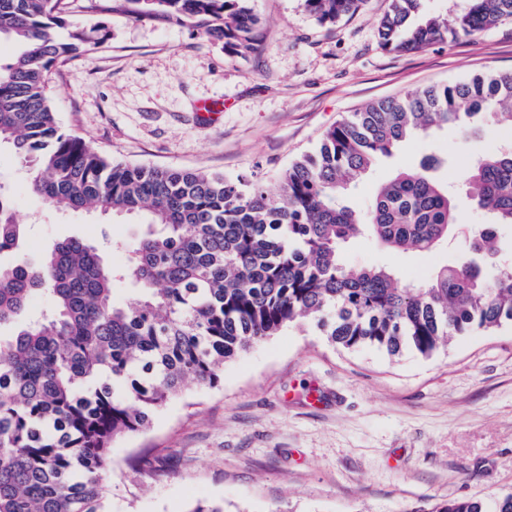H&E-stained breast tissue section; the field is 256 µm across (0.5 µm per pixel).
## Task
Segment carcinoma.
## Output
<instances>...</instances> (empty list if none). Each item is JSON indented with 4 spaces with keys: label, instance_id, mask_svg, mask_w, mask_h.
<instances>
[{
    "label": "carcinoma",
    "instance_id": "1",
    "mask_svg": "<svg viewBox=\"0 0 512 512\" xmlns=\"http://www.w3.org/2000/svg\"><path fill=\"white\" fill-rule=\"evenodd\" d=\"M137 18L192 22L230 54L254 49L253 0H124ZM361 0H305L322 24ZM379 27L394 52L475 35L512 17V0H468L452 18L418 19L422 0H391ZM0 145L31 172L30 191L60 213L142 214L144 230L113 264L93 242L58 239L32 261L29 225L0 185V512H105L114 442L147 428L188 383L216 386L227 359L305 319L349 351L429 357L451 339L512 322V271L489 280L480 260L512 224V148L477 156L465 185L489 224L470 229L476 258L430 280L399 284L384 265L348 266L342 251L368 233L394 251H432L456 224V199L427 158L378 190L367 220L351 184L406 138L450 124L476 131L512 120V72L384 99L329 129L314 156L292 163L270 193L245 177L115 162L59 125L47 95L55 63L92 42L63 0H0ZM128 282L134 295L113 298ZM49 298L30 315L29 293ZM439 512H512V493L454 498Z\"/></svg>",
    "mask_w": 512,
    "mask_h": 512
}]
</instances>
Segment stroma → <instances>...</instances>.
I'll return each instance as SVG.
<instances>
[{
    "label": "stroma",
    "instance_id": "35a3bbf8",
    "mask_svg": "<svg viewBox=\"0 0 512 512\" xmlns=\"http://www.w3.org/2000/svg\"><path fill=\"white\" fill-rule=\"evenodd\" d=\"M391 0H364L333 25L304 0H254L255 49L230 55L188 23L145 20L91 0H66L70 18L105 38L55 66L48 95L62 128L133 165L245 176L270 191L278 175L314 153L323 133L366 104L418 87L512 70V19L479 35L413 52L378 37ZM512 141V122L480 139L455 127L410 138L379 158L347 202L367 215L379 187L422 157L433 176L462 187L478 150ZM28 169L0 150V184L31 226L28 250L60 237L130 240L139 219L61 215L30 194ZM460 204L447 245L430 253L386 249L366 234L347 264L386 265L422 282L470 255L466 232L490 223ZM150 455L149 477L134 458ZM512 492V325L477 332L430 357L334 346L316 322L292 324L224 365L218 387L190 384L140 432L112 447L106 512H438L449 499L484 502Z\"/></svg>",
    "mask_w": 512,
    "mask_h": 512
}]
</instances>
